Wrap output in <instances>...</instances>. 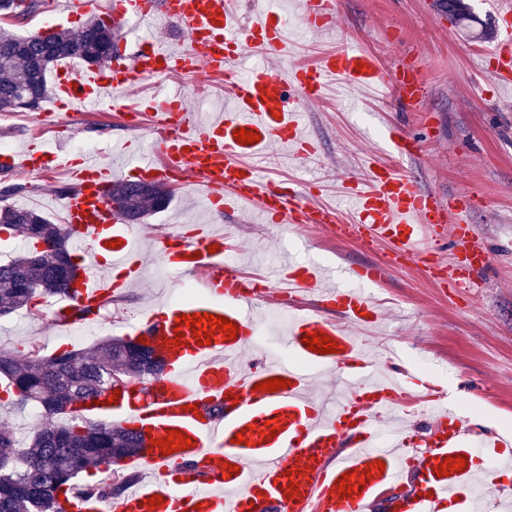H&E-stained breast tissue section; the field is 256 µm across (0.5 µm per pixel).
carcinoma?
I'll return each instance as SVG.
<instances>
[{"label":"carcinoma","mask_w":512,"mask_h":512,"mask_svg":"<svg viewBox=\"0 0 512 512\" xmlns=\"http://www.w3.org/2000/svg\"><path fill=\"white\" fill-rule=\"evenodd\" d=\"M43 6V0H0V15H22L27 20ZM439 10L454 22L470 17L463 0H437ZM42 33L18 35L0 27V112L35 110L47 98L52 69L63 60L100 64L99 49L115 43L119 30L100 17L86 22L80 33L67 29L53 32L54 49L47 50ZM26 101L21 107L18 99ZM26 192L20 183L0 191V231L23 240L26 251L0 262V317L19 310L39 312V299L74 292L59 282L63 263L77 273L68 248L72 231L55 224L35 209L17 207L11 197ZM113 207L126 222L136 224L164 210L171 194L161 185L118 182L110 194ZM52 244L40 249L41 242ZM138 345L130 340L106 338L93 352L67 351L51 358L24 360L0 349V379L25 407L42 410L45 422L22 439L0 425V512H60V497L109 500L122 493L135 479L116 472L115 481L78 485L77 475L97 464L107 468L136 454L141 442L110 421L88 422L80 417L78 404H85L113 381L126 377L158 376L165 363L147 348V360L138 359Z\"/></svg>","instance_id":"carcinoma-1"}]
</instances>
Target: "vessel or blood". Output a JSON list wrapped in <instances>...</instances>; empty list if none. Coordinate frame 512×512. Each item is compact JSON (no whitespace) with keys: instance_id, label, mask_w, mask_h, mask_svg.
<instances>
[{"instance_id":"1","label":"vessel or blood","mask_w":512,"mask_h":512,"mask_svg":"<svg viewBox=\"0 0 512 512\" xmlns=\"http://www.w3.org/2000/svg\"><path fill=\"white\" fill-rule=\"evenodd\" d=\"M68 17L99 12L111 22L134 20L149 26L173 24L186 39L179 47L147 39L124 62L87 67H60L55 76L57 111L97 112L103 106L150 122L155 145L130 166L131 181L173 180L202 193L211 208L228 212L239 205L254 206L266 224H311L336 237L388 247L383 260L353 268L357 281L381 279L392 268L420 264L433 280L448 287H474V275L489 263V253L474 244L470 208L462 199L443 202L433 191L418 188L391 160L370 158L360 174L341 179L336 191L347 209L323 201L320 182L266 179L254 157L272 146L290 148L301 159L312 158L313 139L304 132L305 112L325 98L327 81L336 78L356 89L388 90L403 100H422L427 85L410 64L386 71L377 56L364 47L339 46L312 64L288 57V36L278 14L255 13L241 22L236 0H63ZM338 0H299L297 22L310 33L334 29ZM501 20L497 44L486 51L483 66L493 86L512 84V0H499ZM286 62L279 75L258 67L244 78L232 66L244 51ZM223 73L231 102L221 118L198 123L181 95H139L147 82L178 74L193 78ZM259 134V141L240 144L236 129ZM10 171L67 168L76 183L74 193L61 205L66 224L77 239L75 250L84 263L107 252L117 277L84 276L71 298L74 307H97L119 288L122 280L141 276L142 257L134 246V231L116 215L108 200L116 172L111 162L92 156L73 158L31 141L22 152L5 154ZM451 236L456 245L450 257L434 248L438 239ZM229 235L197 226L181 251L188 271L217 267L208 285L215 298L185 303L162 302L143 316L139 331L164 360L166 371L154 391L136 383L105 389L87 406L104 419H116L143 440L130 458L131 466L148 472L150 484L129 490L105 504L93 503L89 512H305L316 501L319 512H369L379 488L406 485L409 474L418 481L406 486L393 512H448L450 505L470 494L478 473L512 467L501 460L486 465L480 447L511 448L512 433L477 434L454 407L430 409L432 423L426 434L399 431L391 444H378V423L396 411L405 381L377 379L365 345L354 328L368 329L381 319L374 302L353 288L325 286L320 268L279 264L265 279L257 280L223 271ZM285 284L336 308L335 318L303 314L292 319L286 342L307 364L337 372L349 391L334 410L314 399L308 376L284 363L260 362L242 366L240 357L256 334L249 309L256 303L276 301L275 288ZM212 314L236 323L235 338L214 332L209 344L199 345L184 326L185 315ZM332 338L335 352L308 350L310 332ZM181 345H173L174 336ZM287 380V388L269 392L258 384L269 378ZM205 403H220L224 414L203 413ZM276 420L278 431L265 437V423ZM189 437L192 448L162 454L159 440L169 431ZM245 443H235L237 433ZM463 457L466 467L437 476L445 458ZM381 461L383 472L359 481L365 466ZM237 465L229 473V465ZM352 474V495L341 496L339 480ZM161 496L160 505L149 498Z\"/></svg>"}]
</instances>
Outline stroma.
<instances>
[{
  "label": "stroma",
  "instance_id": "obj_1",
  "mask_svg": "<svg viewBox=\"0 0 512 512\" xmlns=\"http://www.w3.org/2000/svg\"><path fill=\"white\" fill-rule=\"evenodd\" d=\"M473 20L454 24L435 0H339L334 31L306 34L293 41V54L313 58L343 43L371 49L386 70L413 62L425 76L428 94L409 106L396 98L374 100L328 90L320 106L306 117L320 153L300 163L286 149L270 151L262 161L270 177L293 175L325 181L327 200H335L339 177L359 173L365 153L386 149L390 133L419 141L422 152L407 160L418 186L442 198L471 196L470 212L478 242L491 256L476 274L477 288L468 296L442 288L414 267L391 269L365 293L381 300L384 322L367 344L377 366L412 376L418 360L428 364L429 377L445 386L450 403L472 417L476 430L512 429V86L496 96L483 94L476 55L493 46L496 18L490 0H467ZM120 139L136 149L151 150L155 138L146 129L121 126L111 115L74 117L61 132L50 134V147L79 151L104 159ZM57 178L26 180L27 190L15 204L34 207L61 219L55 192ZM233 233L240 244L234 257L244 268L268 266L289 257L328 270L327 285L347 287L346 271L358 264H376L385 245H366L336 237L314 226H269L252 223L248 214L217 213L189 195H175L169 208L135 225L137 244L145 255L142 279L113 293L112 301L93 325L62 329L54 322L60 303L40 302L39 315L19 311L0 318V349L22 356L38 351L48 357L70 350H90L107 337H126L142 310L163 296L206 300L204 282L175 267H164L156 254L155 232L189 236L193 225ZM270 305L251 312L259 336L242 356L253 364L281 358L288 346L271 318Z\"/></svg>",
  "mask_w": 512,
  "mask_h": 512
}]
</instances>
